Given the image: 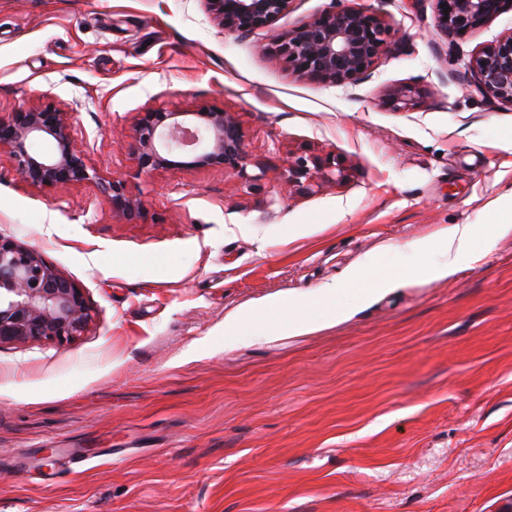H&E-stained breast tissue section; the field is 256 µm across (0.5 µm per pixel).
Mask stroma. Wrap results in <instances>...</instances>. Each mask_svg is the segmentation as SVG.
Here are the masks:
<instances>
[{
	"label": "stroma",
	"instance_id": "1",
	"mask_svg": "<svg viewBox=\"0 0 512 512\" xmlns=\"http://www.w3.org/2000/svg\"><path fill=\"white\" fill-rule=\"evenodd\" d=\"M342 4L399 46L325 85L269 46L332 0L240 38L204 0H0V114L75 111L89 164L148 211L126 224L92 184L32 188L0 154V234L94 315L71 342L0 346V512H512V232L332 327L224 346L239 306L408 260L406 242L512 205V104L467 70L512 5L448 35L436 0ZM195 105L238 113L261 190L218 167L138 176L137 113ZM297 152L343 178L283 195Z\"/></svg>",
	"mask_w": 512,
	"mask_h": 512
}]
</instances>
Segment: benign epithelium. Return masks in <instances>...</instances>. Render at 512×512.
<instances>
[{"label": "benign epithelium", "instance_id": "obj_1", "mask_svg": "<svg viewBox=\"0 0 512 512\" xmlns=\"http://www.w3.org/2000/svg\"><path fill=\"white\" fill-rule=\"evenodd\" d=\"M292 0H205L224 32L246 36L286 14ZM436 29L455 33L493 15L501 0H438ZM396 48L389 25L363 10L331 7L298 28L273 38L271 52L292 74L332 85L354 83L375 61ZM471 77L492 97L512 104V32L478 50L470 59ZM74 112L55 105L18 109L0 117V152H8L20 179L33 188L94 182L112 204V216L135 224L146 219L142 197L128 183L90 166L74 134ZM55 151L40 154L45 138ZM140 174L170 175L186 166H220L249 183L260 185L263 166L250 157L238 115L222 107L201 105L189 110L167 107L139 113L130 131ZM190 152L189 164L176 160ZM259 170L248 173V167ZM343 175L336 158L292 154L283 166L290 194L310 193L323 180ZM93 320L83 291L28 243L0 235V345L35 341L64 343L83 335Z\"/></svg>", "mask_w": 512, "mask_h": 512}]
</instances>
